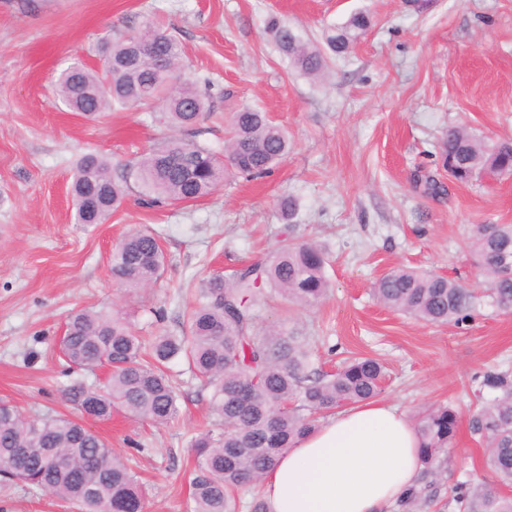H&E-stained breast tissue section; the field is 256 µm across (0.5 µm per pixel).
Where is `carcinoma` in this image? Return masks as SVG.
Instances as JSON below:
<instances>
[{"label": "carcinoma", "mask_w": 512, "mask_h": 512, "mask_svg": "<svg viewBox=\"0 0 512 512\" xmlns=\"http://www.w3.org/2000/svg\"><path fill=\"white\" fill-rule=\"evenodd\" d=\"M280 51L305 76L319 77L326 58L287 24L268 23ZM370 26L357 11L324 31L326 48L348 54ZM101 71L77 61L64 69L57 97L73 112L95 116L112 104L137 106L160 101L169 127L181 131L141 155L133 169L116 172L112 161L86 153L76 162L71 193L77 224H101L123 204L130 179L146 191L142 203L154 207L188 203L212 194L229 174L260 176L288 153L286 132L266 113L241 107L230 113L224 155L193 140L207 111L205 94L176 72L179 40L145 23L142 30L102 46ZM451 177L467 183L474 176L512 173V141L489 148L467 127L448 129L442 147ZM477 266L498 308L512 311V224H481L471 239ZM166 254L158 235L133 230L113 248L112 278L125 288H147L161 276ZM325 252L316 244L290 241L264 265H249L231 276L209 278L179 331L146 341L124 318L95 310L69 316L60 347L67 362L81 370L109 369L99 386L83 381L63 390L77 414L100 420L124 411L164 425L179 415L177 395L166 370L183 361L210 388L214 428L198 436L191 495L195 512H268L260 492L244 504L238 491L256 489L281 453L317 426L318 419L375 397L384 366L371 358H347L334 372L313 365L310 338L294 328L256 332L261 303L271 290L291 304L312 307L327 296ZM384 306L425 323H459L474 305L473 292L430 272L393 268L373 288ZM482 386L495 392L473 411L471 432L484 445L486 467L495 480L457 482L445 503L451 512H512V497L500 485L512 484V371L489 370ZM458 412L449 406L427 410L418 420L422 484L409 490L405 512L427 505L446 473V448L453 444ZM0 477L19 480L77 504L81 512H144V492L136 476L112 448L81 421L46 412L27 416L0 404Z\"/></svg>", "instance_id": "1"}]
</instances>
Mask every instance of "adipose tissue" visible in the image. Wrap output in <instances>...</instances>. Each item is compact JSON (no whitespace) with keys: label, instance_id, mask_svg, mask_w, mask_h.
<instances>
[{"label":"adipose tissue","instance_id":"ef3b65f1","mask_svg":"<svg viewBox=\"0 0 512 512\" xmlns=\"http://www.w3.org/2000/svg\"><path fill=\"white\" fill-rule=\"evenodd\" d=\"M420 436L399 406L343 409L287 449L262 482L269 512H390L421 476Z\"/></svg>","mask_w":512,"mask_h":512}]
</instances>
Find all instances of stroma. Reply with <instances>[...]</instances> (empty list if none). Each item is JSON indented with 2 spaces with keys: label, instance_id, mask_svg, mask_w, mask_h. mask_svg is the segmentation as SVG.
I'll use <instances>...</instances> for the list:
<instances>
[{
  "label": "stroma",
  "instance_id": "35a3bbf8",
  "mask_svg": "<svg viewBox=\"0 0 512 512\" xmlns=\"http://www.w3.org/2000/svg\"><path fill=\"white\" fill-rule=\"evenodd\" d=\"M369 30L324 75H301L267 31L276 17L304 40L355 11ZM154 22L181 43V76L206 93L197 143L223 151L225 115L267 112L290 149L270 174L226 178L206 199L149 209L130 183L102 224L73 219L72 163L85 152L134 162L169 137L147 107L93 118L57 101L75 59L99 68L107 40ZM467 125L492 146L512 139V0H0V401L27 414H70L60 338L71 312L121 313L136 335L176 331L203 280L268 261L283 240L310 241L329 258L327 297L303 309L272 296L258 329L279 324L312 337L313 362L372 357L385 367L381 398L409 417L433 405L460 416L448 483L488 477L467 418L480 374L512 369V312L493 302L470 250L479 224H512V175L449 179L441 146ZM447 183L428 196L418 172ZM298 210L284 220L280 202ZM157 232L167 256L147 290L119 286L110 253L132 229ZM431 270L474 288L472 318L428 325L380 304L374 282L394 267ZM169 376L178 420L154 426L123 413L90 421L140 479L144 512H192L191 440L209 428L210 393L184 363ZM0 512H77L62 499L0 478Z\"/></svg>",
  "mask_w": 512,
  "mask_h": 512
}]
</instances>
